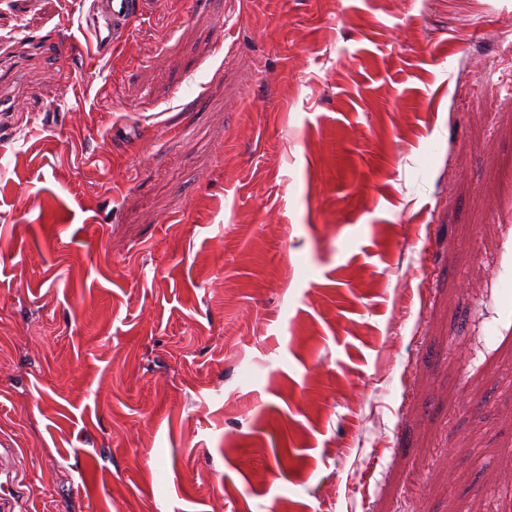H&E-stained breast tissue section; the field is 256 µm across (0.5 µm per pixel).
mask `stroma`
Instances as JSON below:
<instances>
[{"label": "stroma", "mask_w": 512, "mask_h": 512, "mask_svg": "<svg viewBox=\"0 0 512 512\" xmlns=\"http://www.w3.org/2000/svg\"><path fill=\"white\" fill-rule=\"evenodd\" d=\"M78 17L0 0L28 512H512V0ZM78 3L82 5L81 32L101 57L103 47H108L112 54V51L128 40L132 22L144 18L152 4L148 0H104L98 1L96 8L84 13L85 0H78Z\"/></svg>", "instance_id": "obj_1"}]
</instances>
